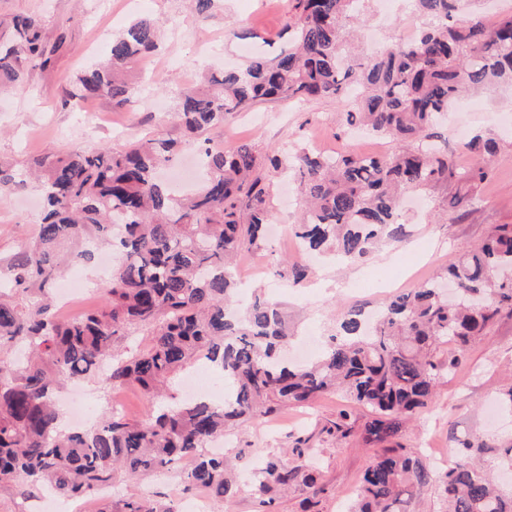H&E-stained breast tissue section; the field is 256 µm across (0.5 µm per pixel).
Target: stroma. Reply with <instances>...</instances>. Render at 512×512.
Returning <instances> with one entry per match:
<instances>
[{"mask_svg":"<svg viewBox=\"0 0 512 512\" xmlns=\"http://www.w3.org/2000/svg\"><path fill=\"white\" fill-rule=\"evenodd\" d=\"M289 0H221L207 19H199L187 0H0V20L16 15L40 18L45 39L53 50L48 67L31 70L24 90L0 95V160L26 168L35 160L72 151L121 150L130 141L171 138L182 154L196 152L190 137L168 112L180 88L191 84L204 69L221 72L241 63L245 45L264 44L267 54L288 47L282 30ZM149 17L164 31L159 49L137 63L139 85L123 106L100 98H75L77 74L91 67L109 50L114 35L131 20ZM412 8L393 5L377 10L376 0H362L345 24L344 37L359 46L363 57L378 54L395 38H409L426 25ZM340 103L324 99L304 104L283 100L261 103L229 118L213 129L212 139L231 149L249 141L266 152L295 153L317 139L332 154L374 152L380 138H356L336 123ZM448 153L458 165L479 163L466 148L472 137L495 138L492 172L473 191L467 215L448 206L456 187L440 184L417 192L422 208L406 207L400 220L408 231L399 243L380 246L362 263L339 265L309 259L301 285L279 276L285 264L299 257L289 244L267 240L259 250L266 272L254 292L280 303L295 333L288 347L298 359L299 340L306 336L325 341L348 309H382L400 292L416 287L417 279L456 261L479 243L491 225L512 224V85L501 84L456 102L444 129ZM35 184L0 192V274L6 263L37 235L39 212H30L25 199L38 197ZM512 386V313H502L487 336L474 344L467 359L452 374L441 375L434 395L417 419L404 425L396 439L421 452L433 471V481L418 489L409 512H440L441 479L466 440L488 439L512 432V417L490 412L488 402ZM94 420H101L120 403L132 419L147 415L149 398L129 387L108 395L98 378L83 384ZM343 399L329 393L302 408H288L270 417L239 424L230 440L243 451L235 464L249 473L268 458L291 468L318 472V490L295 486L274 492V512H349L360 479L374 462L379 446L365 444L359 433L336 439L332 433ZM180 467L168 465L132 478L115 470L111 481L90 495L99 512H119L128 499L163 500L179 505L184 496ZM69 504V497L47 491L23 493L13 484L0 487V512H42L47 502Z\"/></svg>","mask_w":512,"mask_h":512,"instance_id":"stroma-1","label":"stroma"}]
</instances>
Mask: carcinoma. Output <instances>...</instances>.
<instances>
[{
	"mask_svg": "<svg viewBox=\"0 0 512 512\" xmlns=\"http://www.w3.org/2000/svg\"><path fill=\"white\" fill-rule=\"evenodd\" d=\"M359 0H291L284 32L293 46L274 58L258 51L244 69L202 77L177 95L176 120L203 135L258 101L306 103L339 99L354 83L359 94L342 112L341 127L359 126L396 144L382 157L326 156L303 149L294 156L263 153L243 143L232 151L206 137L204 178L175 192L157 178L170 161V139L136 141L122 151L69 152L34 162L44 199L35 241L10 263L0 282V349L23 345L22 363L0 358V486L46 484L63 494H93L115 466L145 473L178 461L185 489L224 497L233 490L226 459L203 451L240 421L340 390L349 406L336 431H352L354 410L368 418V444L391 441L427 405L443 367L441 345H452L448 370L486 335L504 309L512 310V224H496L477 247L464 251L445 274L395 296L368 325L353 307L321 358L285 366L278 352L287 326L275 304L254 300L238 314L232 265L265 241L272 218L270 173L291 169L305 202L295 236L309 253L336 251L346 262L366 258L382 240L406 236L399 204L409 191L453 181L473 188L484 166H455L437 147L448 105L468 89L512 84V16L488 25L457 19L467 0H414L430 17L409 41L392 40L366 61L343 51L342 21ZM156 23L139 18L112 38L105 60L77 76L78 99L107 97L117 105L131 94L135 64L154 53ZM42 23L15 17L12 36H0V90L23 88L29 66L47 64ZM25 174L0 162V187L19 186ZM120 253L105 305L61 320L42 301L62 269L88 266L95 250ZM145 348L129 359L119 350L129 336ZM205 359L222 369L231 390L224 404L159 402L144 420L114 410L90 431L62 432L55 388L95 374L113 391L135 386L153 396ZM493 448L512 464V437L466 442L443 481L445 512H512L505 493L478 459ZM431 474L421 459L386 447L364 472L353 512H405L416 487ZM317 485L315 473L268 458L252 487L266 505L274 490ZM120 512H175L128 500Z\"/></svg>",
	"mask_w": 512,
	"mask_h": 512,
	"instance_id": "1",
	"label": "carcinoma"
}]
</instances>
